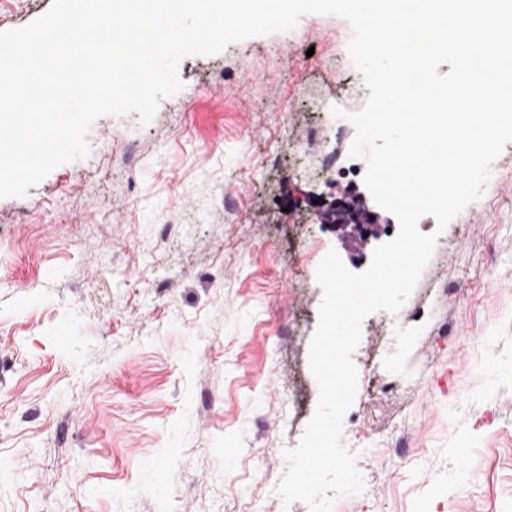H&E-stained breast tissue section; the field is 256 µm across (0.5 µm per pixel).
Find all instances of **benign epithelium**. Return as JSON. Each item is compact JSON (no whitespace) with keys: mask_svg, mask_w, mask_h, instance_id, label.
<instances>
[{"mask_svg":"<svg viewBox=\"0 0 512 512\" xmlns=\"http://www.w3.org/2000/svg\"><path fill=\"white\" fill-rule=\"evenodd\" d=\"M318 220L331 226L335 232L350 239L357 251H362L370 240L378 237L383 217L371 209L363 194L351 188L331 200L318 204Z\"/></svg>","mask_w":512,"mask_h":512,"instance_id":"1","label":"benign epithelium"}]
</instances>
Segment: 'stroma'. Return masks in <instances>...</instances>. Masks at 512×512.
Instances as JSON below:
<instances>
[{
    "label": "stroma",
    "instance_id": "1",
    "mask_svg": "<svg viewBox=\"0 0 512 512\" xmlns=\"http://www.w3.org/2000/svg\"><path fill=\"white\" fill-rule=\"evenodd\" d=\"M349 23L185 57L154 119L104 115L88 158L0 198V512H310L275 488L312 417L329 250L363 188ZM398 314L367 316L334 512H512V143L437 232Z\"/></svg>",
    "mask_w": 512,
    "mask_h": 512
}]
</instances>
